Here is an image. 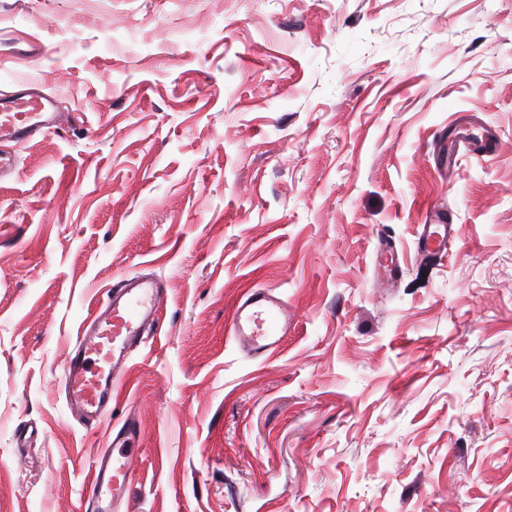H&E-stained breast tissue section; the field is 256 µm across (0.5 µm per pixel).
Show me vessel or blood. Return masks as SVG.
I'll return each mask as SVG.
<instances>
[{
    "label": "vessel or blood",
    "instance_id": "obj_1",
    "mask_svg": "<svg viewBox=\"0 0 512 512\" xmlns=\"http://www.w3.org/2000/svg\"><path fill=\"white\" fill-rule=\"evenodd\" d=\"M54 107L53 97L29 83L0 95V178L16 166L6 143L21 146L53 128ZM458 234L450 214L434 211L417 245L420 251L440 255ZM166 298L158 280L124 272L108 289L106 301L80 325L65 365V392L72 418L84 427L95 428L107 414L131 353L156 334ZM290 322L287 304L273 290L251 289L237 303L225 332L248 356L259 359L279 348ZM139 432L135 419H128L113 431L110 449L98 455L86 491L92 512H121L135 473L134 442Z\"/></svg>",
    "mask_w": 512,
    "mask_h": 512
}]
</instances>
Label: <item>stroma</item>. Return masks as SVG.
<instances>
[{"mask_svg":"<svg viewBox=\"0 0 512 512\" xmlns=\"http://www.w3.org/2000/svg\"><path fill=\"white\" fill-rule=\"evenodd\" d=\"M22 80L62 118L0 179V512H83L130 418L124 512H512V0H0ZM123 272L168 298L89 431L67 351ZM259 288L267 360L225 333ZM430 224H423L418 237V250L431 255H441L448 245L459 235L450 213L432 211L428 216ZM290 322L288 305L272 289H250L237 303L225 332L248 356L259 359L280 347Z\"/></svg>","mask_w":512,"mask_h":512,"instance_id":"stroma-1","label":"stroma"}]
</instances>
